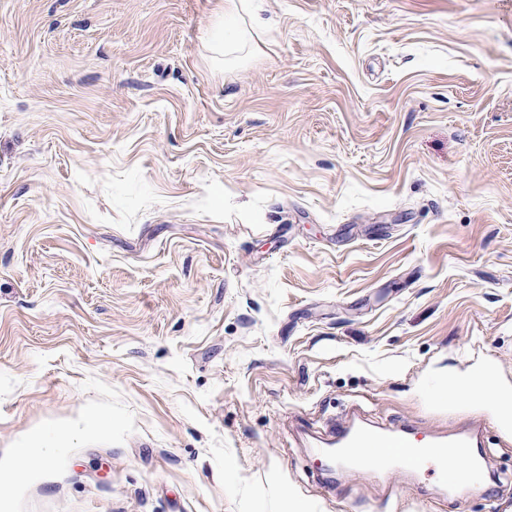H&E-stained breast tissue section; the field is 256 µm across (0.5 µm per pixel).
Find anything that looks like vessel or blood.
I'll return each mask as SVG.
<instances>
[{"label":"vessel or blood","mask_w":512,"mask_h":512,"mask_svg":"<svg viewBox=\"0 0 512 512\" xmlns=\"http://www.w3.org/2000/svg\"><path fill=\"white\" fill-rule=\"evenodd\" d=\"M330 443L340 464L356 469L368 467L380 474L427 471L454 495L484 485V467L473 460L479 440L469 432L424 440L405 425L391 430L351 422L333 430ZM452 457L466 458L469 464L462 470L449 468Z\"/></svg>","instance_id":"1"}]
</instances>
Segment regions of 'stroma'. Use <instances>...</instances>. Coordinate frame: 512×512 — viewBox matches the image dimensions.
<instances>
[{"label": "stroma", "instance_id": "35a3bbf8", "mask_svg": "<svg viewBox=\"0 0 512 512\" xmlns=\"http://www.w3.org/2000/svg\"><path fill=\"white\" fill-rule=\"evenodd\" d=\"M0 0V512H512V0ZM109 420L83 428L88 411ZM481 426L482 489L337 469ZM252 0H224L223 11L216 17L215 21L206 32V41L210 49L218 55H232L242 45L250 43L251 46L257 40L256 17L251 14L254 24L249 29L245 26V15L248 14L253 5ZM257 33V32H256ZM67 437L66 430L56 428L48 435L35 439L28 448H25L24 453H21L22 460L17 466L23 465L25 468H30L44 462L47 459L45 448H49L51 443L62 444Z\"/></svg>", "mask_w": 512, "mask_h": 512}]
</instances>
